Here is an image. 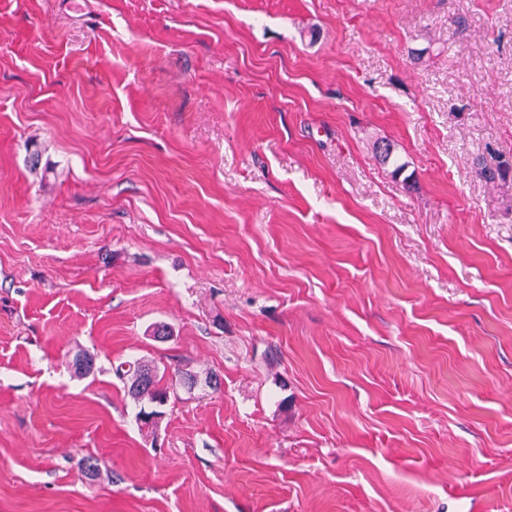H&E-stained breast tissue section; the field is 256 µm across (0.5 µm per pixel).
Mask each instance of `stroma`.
<instances>
[{
    "label": "stroma",
    "mask_w": 512,
    "mask_h": 512,
    "mask_svg": "<svg viewBox=\"0 0 512 512\" xmlns=\"http://www.w3.org/2000/svg\"><path fill=\"white\" fill-rule=\"evenodd\" d=\"M0 512H512V0H0ZM116 375L126 383L128 394L138 402L157 407L168 401L169 390L161 384L155 367L139 361L128 362L116 368Z\"/></svg>",
    "instance_id": "1"
}]
</instances>
